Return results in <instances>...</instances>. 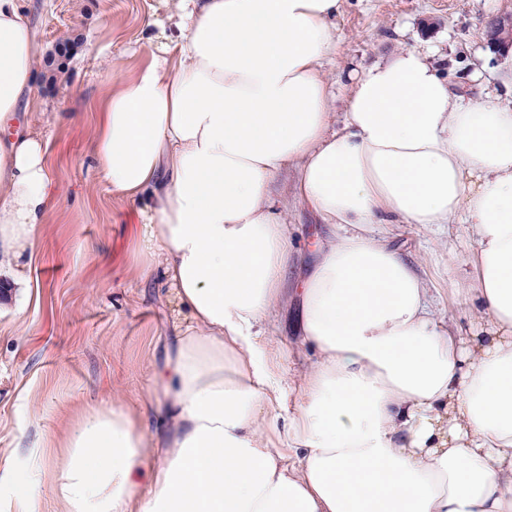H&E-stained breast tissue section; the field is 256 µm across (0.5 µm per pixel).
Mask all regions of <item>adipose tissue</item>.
<instances>
[{
	"label": "adipose tissue",
	"mask_w": 512,
	"mask_h": 512,
	"mask_svg": "<svg viewBox=\"0 0 512 512\" xmlns=\"http://www.w3.org/2000/svg\"><path fill=\"white\" fill-rule=\"evenodd\" d=\"M174 3L158 51L100 99L93 153L187 312L157 376L164 435L83 412L58 454L61 512H512V106L402 49L352 76L337 128L320 65L342 0ZM41 54L20 0H0V277L18 288L53 206L47 144L16 127ZM291 166L333 230L294 282L272 199ZM455 220L474 241L453 288L467 332L376 233ZM288 286L320 359L283 415L284 349L260 333ZM45 457L27 449L15 512H37Z\"/></svg>",
	"instance_id": "adipose-tissue-1"
}]
</instances>
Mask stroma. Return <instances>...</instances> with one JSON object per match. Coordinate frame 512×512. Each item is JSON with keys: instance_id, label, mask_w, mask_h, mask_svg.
<instances>
[{"instance_id": "obj_1", "label": "stroma", "mask_w": 512, "mask_h": 512, "mask_svg": "<svg viewBox=\"0 0 512 512\" xmlns=\"http://www.w3.org/2000/svg\"><path fill=\"white\" fill-rule=\"evenodd\" d=\"M24 6L46 49L75 37L80 43L53 82L36 79L43 105L19 118L49 142L54 205L26 265L28 288L0 302V512H14V474L24 465V449L36 443L47 449L38 512H60L50 491L59 441L88 409L150 410L163 338L177 315L170 288L143 274L139 204L113 192L93 166L103 120L93 104L109 77H130L149 58L147 24L168 10L160 0H24ZM510 13L512 0H344L336 44L322 64L331 111L344 121L353 69L405 48H436L435 63L466 96L511 91L512 59L493 51L484 27L488 17ZM293 180L292 172H282L273 198L294 228L297 249L307 253L330 230L294 198ZM391 239L421 263L439 318L467 325L468 312L448 291L449 279L464 274L463 267H449V253L463 258L472 248L460 225L431 232L399 224ZM298 305L289 297L265 326L266 337L285 348L282 369L292 383L315 359L294 342Z\"/></svg>"}]
</instances>
